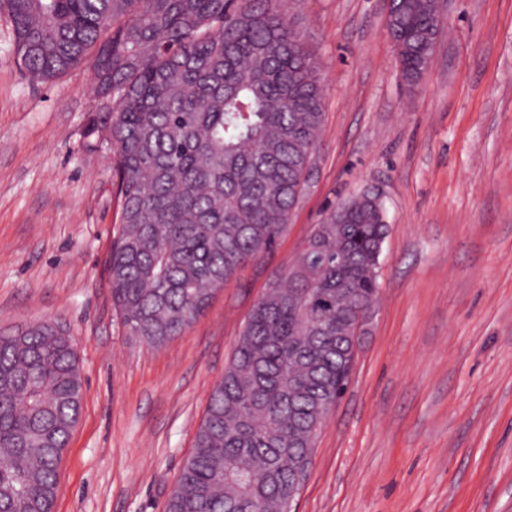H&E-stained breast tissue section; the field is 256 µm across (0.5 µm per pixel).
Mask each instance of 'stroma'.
I'll return each mask as SVG.
<instances>
[{
    "instance_id": "stroma-1",
    "label": "stroma",
    "mask_w": 512,
    "mask_h": 512,
    "mask_svg": "<svg viewBox=\"0 0 512 512\" xmlns=\"http://www.w3.org/2000/svg\"><path fill=\"white\" fill-rule=\"evenodd\" d=\"M284 10L324 64L309 181L273 251L158 348L112 303L119 206L85 135L91 69L31 79L0 10V333L60 324L85 383L55 512H164L252 306L330 206L373 187L380 299L297 512H512V0H447L412 87L388 0Z\"/></svg>"
}]
</instances>
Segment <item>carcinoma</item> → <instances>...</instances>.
<instances>
[{"label":"carcinoma","instance_id":"obj_1","mask_svg":"<svg viewBox=\"0 0 512 512\" xmlns=\"http://www.w3.org/2000/svg\"><path fill=\"white\" fill-rule=\"evenodd\" d=\"M401 72L437 0H398ZM12 48L51 80L93 57L87 136L112 161L120 221L112 302L132 336L182 335L288 228L323 123L322 63L282 0H0ZM382 199L332 207L254 304L213 387L166 512H288L324 406L349 382L348 337L379 295ZM83 407L71 341L40 323L0 335V512H54Z\"/></svg>","mask_w":512,"mask_h":512}]
</instances>
